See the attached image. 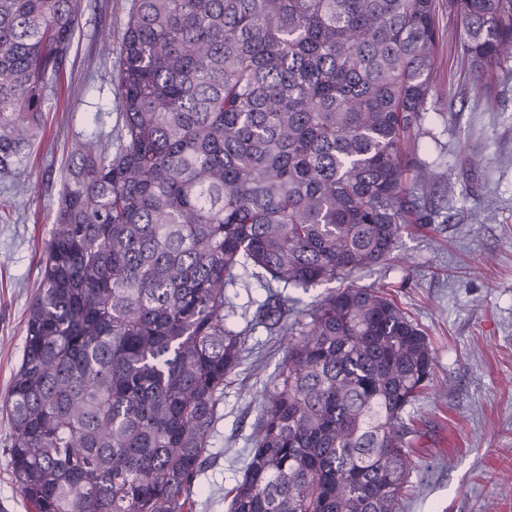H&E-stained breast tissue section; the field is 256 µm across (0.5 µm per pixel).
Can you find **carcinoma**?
<instances>
[{
	"mask_svg": "<svg viewBox=\"0 0 512 512\" xmlns=\"http://www.w3.org/2000/svg\"><path fill=\"white\" fill-rule=\"evenodd\" d=\"M96 0H0V177L18 175ZM436 0H131L119 121L73 152L7 449L32 512H194L250 331L288 337L228 512H395L429 389L425 332L350 279L418 200ZM481 81L512 58V0H448ZM267 289L250 325L225 290ZM346 283L313 304L283 293Z\"/></svg>",
	"mask_w": 512,
	"mask_h": 512,
	"instance_id": "obj_1",
	"label": "carcinoma"
}]
</instances>
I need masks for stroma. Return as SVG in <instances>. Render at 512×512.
Masks as SVG:
<instances>
[{
	"mask_svg": "<svg viewBox=\"0 0 512 512\" xmlns=\"http://www.w3.org/2000/svg\"><path fill=\"white\" fill-rule=\"evenodd\" d=\"M76 31L62 88L50 98L46 132L13 188L0 182V398L20 364L28 310L45 243L77 143L106 139L119 117L120 36L130 0H97ZM439 0L435 54L438 110L427 158L442 178L425 208L435 222L405 231L395 258L361 271L427 334L434 382L409 414L421 437L411 491L398 512H512V79L493 85L492 108L476 106L474 77ZM480 166L467 172V156ZM287 339L257 329L229 378L195 512H228L226 494L244 461L269 381ZM12 432L0 410V512H28L5 450Z\"/></svg>",
	"mask_w": 512,
	"mask_h": 512,
	"instance_id": "35a3bbf8",
	"label": "stroma"
}]
</instances>
